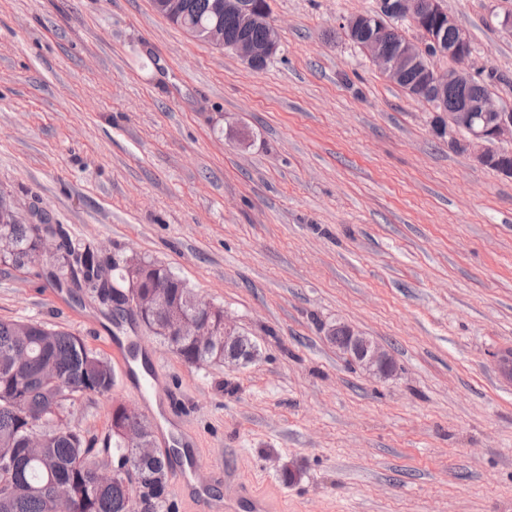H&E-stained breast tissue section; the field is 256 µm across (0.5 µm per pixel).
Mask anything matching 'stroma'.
<instances>
[{"label":"stroma","instance_id":"obj_1","mask_svg":"<svg viewBox=\"0 0 512 512\" xmlns=\"http://www.w3.org/2000/svg\"><path fill=\"white\" fill-rule=\"evenodd\" d=\"M376 0H268L260 70L190 37L151 0H0V194L24 224L68 225L114 258L161 262L224 306L252 363L190 365L111 323L49 265L0 264V319H32L109 355L149 345L166 412L204 462L274 512H512V178L449 148L345 35ZM473 71L512 111V0H442ZM339 322L394 371L353 364ZM158 422L116 380L72 421L104 436L112 405ZM328 338L332 343L335 341L350 360L363 369L381 377L392 373L394 365L390 354L371 337L348 325L337 324L329 329Z\"/></svg>","mask_w":512,"mask_h":512}]
</instances>
